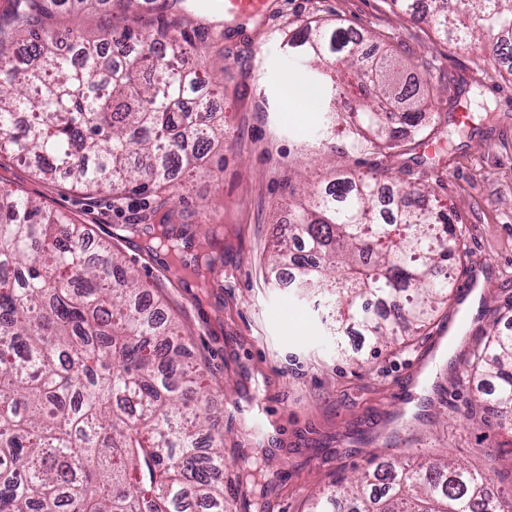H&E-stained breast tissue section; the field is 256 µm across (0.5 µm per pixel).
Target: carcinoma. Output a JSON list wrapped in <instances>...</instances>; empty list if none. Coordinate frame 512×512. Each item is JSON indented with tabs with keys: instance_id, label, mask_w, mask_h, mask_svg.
Masks as SVG:
<instances>
[{
	"instance_id": "cac0c4a2",
	"label": "carcinoma",
	"mask_w": 512,
	"mask_h": 512,
	"mask_svg": "<svg viewBox=\"0 0 512 512\" xmlns=\"http://www.w3.org/2000/svg\"><path fill=\"white\" fill-rule=\"evenodd\" d=\"M83 0H8L0 15V155L37 161L35 174H66L88 192L155 194L146 224L171 223L177 186L168 168L197 170L224 133L208 95L221 86L202 67L174 65L153 51L188 58L200 47L179 22L127 27L137 51L100 63V45L75 40L52 49L53 20ZM429 18L456 47L485 35L493 59L512 43V0H430ZM25 37L24 59L14 55ZM354 29L314 20L288 40L289 53L332 91L322 96L320 135L357 154L421 143L440 121L421 93L422 77L380 78ZM352 91L356 120L333 106ZM137 162L130 163V158ZM385 172L346 173L304 191L291 205L288 234L272 262L290 261L291 286L332 310L336 335L365 333L372 352L418 332L446 304L454 282L433 272L461 259L448 212L416 187L389 205ZM181 234L150 237L154 251ZM221 240H198L205 264L183 269L200 280L213 272ZM112 241L87 255L83 225L0 187V512H226L224 435L214 429L209 384L184 365L180 324L151 304ZM467 364L492 383L483 409L512 425V334L497 330ZM492 479L446 457L371 462L316 493L309 512H512L492 499Z\"/></svg>"
}]
</instances>
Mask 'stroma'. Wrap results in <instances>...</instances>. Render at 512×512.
Masks as SVG:
<instances>
[{
	"mask_svg": "<svg viewBox=\"0 0 512 512\" xmlns=\"http://www.w3.org/2000/svg\"><path fill=\"white\" fill-rule=\"evenodd\" d=\"M142 21H181L202 37L200 63L222 77L212 105L224 113V141L203 170L177 174L181 255L193 262L203 225L224 240L222 286L203 290L181 283L168 258L130 234L116 243L147 287L162 286L165 313L185 328L194 359L215 396V426L224 434V494L231 512L245 497L260 512H307L315 490L340 473L412 451L447 454L493 478L512 493V427L483 418L479 398L488 386L467 374L466 347L482 339L491 318L449 300L424 335L357 363L358 336L337 337L335 323L314 298L275 281L267 259L287 229L288 192L304 181L326 183L337 174L388 170L390 188L432 186L453 223L465 231L468 257L458 282L476 277L489 310L512 304V70L482 46L449 47L427 18L402 13L392 0H269L265 15L230 18L205 13L196 0H179L158 14L139 0ZM352 27L372 53H391L406 69L425 71L441 115L424 145L377 157L320 141L316 109L293 112L286 95L294 72L285 44L315 20ZM112 0L59 18L97 39L125 24ZM470 104L472 122L457 115ZM0 184L87 224L88 247L116 225L139 222L152 199L134 196L113 205L106 193L88 195L36 175L34 163L0 162ZM463 317L454 348L432 340L450 318ZM407 395H398L403 382ZM250 468L254 483H238Z\"/></svg>",
	"mask_w": 512,
	"mask_h": 512,
	"instance_id": "1",
	"label": "stroma"
}]
</instances>
